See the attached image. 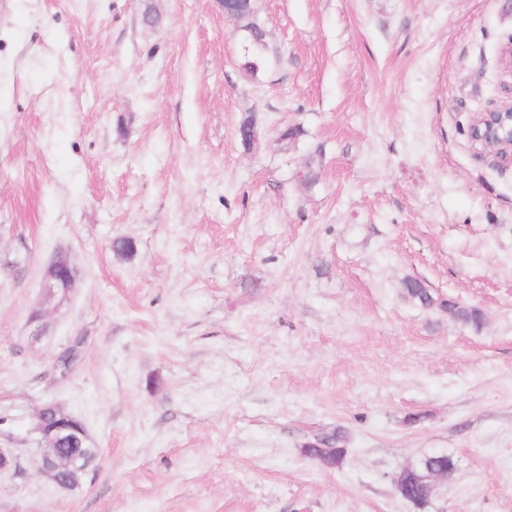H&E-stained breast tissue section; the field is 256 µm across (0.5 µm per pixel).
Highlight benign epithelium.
<instances>
[{
  "label": "benign epithelium",
  "mask_w": 512,
  "mask_h": 512,
  "mask_svg": "<svg viewBox=\"0 0 512 512\" xmlns=\"http://www.w3.org/2000/svg\"><path fill=\"white\" fill-rule=\"evenodd\" d=\"M472 142L503 162L512 164V102L488 112H482L469 127ZM75 275L69 255L59 250L44 271V303L63 302L74 288ZM59 434L50 436L43 430L41 415H36L35 432L40 435L41 467L61 488L69 489L74 478L84 472L90 458L74 447L78 437L58 427Z\"/></svg>",
  "instance_id": "7a95c632"
}]
</instances>
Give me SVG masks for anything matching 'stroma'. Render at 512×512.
I'll return each instance as SVG.
<instances>
[{"label": "stroma", "mask_w": 512, "mask_h": 512, "mask_svg": "<svg viewBox=\"0 0 512 512\" xmlns=\"http://www.w3.org/2000/svg\"><path fill=\"white\" fill-rule=\"evenodd\" d=\"M256 7L251 81L220 0H0V512H512V165L468 136L512 98V0ZM47 403L98 450L71 489ZM337 430L340 466L305 456ZM75 277L68 253L57 251L44 271V303L63 302L74 288ZM443 306L448 310V315L454 319L471 325L476 331L480 330L483 326L484 316L483 313L474 307L460 306L456 301L448 298V302L444 301ZM57 429L59 434L53 437L45 433L39 410L34 430L40 435V443L44 445L40 448V470L49 475L60 488L70 489L74 478L84 472L91 458L80 448H67L69 445H75L79 438L64 433L67 431L64 426Z\"/></svg>", "instance_id": "obj_1"}]
</instances>
